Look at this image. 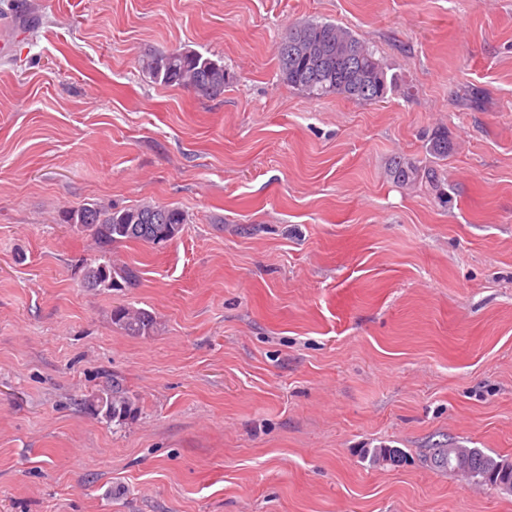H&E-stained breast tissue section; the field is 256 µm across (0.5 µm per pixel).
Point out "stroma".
Here are the masks:
<instances>
[{"label":"stroma","instance_id":"35a3bbf8","mask_svg":"<svg viewBox=\"0 0 512 512\" xmlns=\"http://www.w3.org/2000/svg\"><path fill=\"white\" fill-rule=\"evenodd\" d=\"M313 20L396 89L284 84ZM0 42V512H512L429 462L512 458V0H0ZM174 49L223 94L138 65ZM439 128L445 203L387 170ZM143 203L180 237L113 249L136 286L84 287L65 211ZM116 375L122 424L84 404ZM142 71L155 82L191 89L202 96H218L230 81L224 64L199 53L173 50L148 54L141 62ZM112 319L131 336L149 335L156 324L155 318L149 311L134 307L123 306L114 309Z\"/></svg>","mask_w":512,"mask_h":512}]
</instances>
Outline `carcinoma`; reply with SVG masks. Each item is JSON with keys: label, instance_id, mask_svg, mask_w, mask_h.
Returning a JSON list of instances; mask_svg holds the SVG:
<instances>
[{"label": "carcinoma", "instance_id": "carcinoma-1", "mask_svg": "<svg viewBox=\"0 0 512 512\" xmlns=\"http://www.w3.org/2000/svg\"><path fill=\"white\" fill-rule=\"evenodd\" d=\"M277 62L282 82L313 97L336 95L381 102L396 84L394 76L388 74V67L375 57L369 46L331 22L312 21L288 28L277 47ZM141 69L157 83L191 89L208 97L222 94L230 81L224 65L199 53L178 50L146 55ZM450 150L448 132L436 130L428 140L426 152L445 157ZM388 172L403 187L416 188L424 182L438 193L440 200L448 201L437 171L415 158L391 157ZM82 215L89 218L87 230L99 252V257L85 265V288H126L135 284L137 274L133 269L114 265L107 258L112 247L123 243H169L180 237L187 223L180 209L150 203L110 210L83 206L67 212L65 222L77 224ZM112 320L130 336H145L156 324L149 311L125 306L112 311ZM88 406L94 411H105V415L118 423L134 418L138 412L123 379L116 375L112 376V384L88 400ZM370 454L375 463L404 459L397 448H374ZM432 466L464 473L484 485L512 492V460L494 457L479 448H444Z\"/></svg>", "mask_w": 512, "mask_h": 512}]
</instances>
